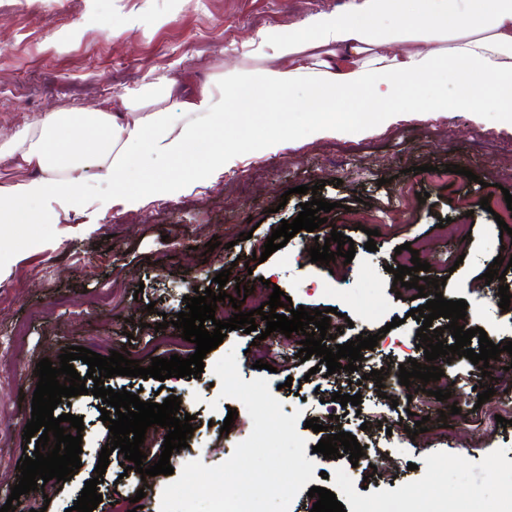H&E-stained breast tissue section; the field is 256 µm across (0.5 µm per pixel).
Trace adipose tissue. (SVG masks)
Wrapping results in <instances>:
<instances>
[{
    "label": "adipose tissue",
    "instance_id": "adipose-tissue-1",
    "mask_svg": "<svg viewBox=\"0 0 512 512\" xmlns=\"http://www.w3.org/2000/svg\"><path fill=\"white\" fill-rule=\"evenodd\" d=\"M410 42L442 48L400 52ZM255 44L267 66L204 79L157 75L94 107L44 113L0 139V160L23 172L0 180V228L43 223L32 210L41 201L72 208L75 189L88 177L111 189L113 204L127 211L154 196L177 199L191 182L223 173L255 112H276L294 88L305 93L313 138L335 131L337 109L358 92L373 105L350 116L356 128L378 125L391 111L497 112L512 122V0H424L419 8L410 0H363L355 12L310 16L300 32H259ZM446 68L459 82L454 98L409 96V88ZM378 100L383 108H375ZM210 136L215 144L196 157V146ZM137 146L170 167L144 173L131 189L126 177Z\"/></svg>",
    "mask_w": 512,
    "mask_h": 512
}]
</instances>
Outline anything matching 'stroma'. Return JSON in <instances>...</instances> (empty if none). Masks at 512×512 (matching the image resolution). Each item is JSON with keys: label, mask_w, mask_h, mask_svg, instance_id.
<instances>
[{"label": "stroma", "mask_w": 512, "mask_h": 512, "mask_svg": "<svg viewBox=\"0 0 512 512\" xmlns=\"http://www.w3.org/2000/svg\"><path fill=\"white\" fill-rule=\"evenodd\" d=\"M362 0H0V137L44 112L92 106L113 93L165 74L202 79L232 66L257 67L253 40L263 29L298 28L317 12H348ZM302 90L283 105L285 149L258 156L246 146L236 161L210 181L193 183L178 200L156 197L136 211L112 204L110 189L86 182L87 197L60 212L54 224H17L0 242L8 271L0 276V506L18 482L24 456L25 425L41 359H57L64 349L82 346L101 355L123 351L148 367L154 357H171L154 326L162 315L185 311L186 298L211 286L229 270L227 294L236 284L260 279L280 287L293 305L337 308L330 324L342 327L337 343L361 333L379 335L363 352L362 365L375 370L407 360H423L409 315L418 301L397 298L394 276L386 270L395 249L410 244L427 251L429 277L445 279V299L465 300V328H482L494 344L512 341V309L490 298L481 276L493 262L500 228L480 208L483 197L504 205L512 191V124L496 112H396L374 129L337 127L335 135L309 139V116L299 109ZM465 174L444 173L445 165ZM334 208L328 223L352 238V262H311L309 249L324 229L299 231L264 262H246L263 252L273 230L293 220L311 194ZM426 194L419 202L418 194ZM467 224L465 250L439 235L440 219ZM378 230L375 251H367L368 231ZM247 240H240V233ZM215 249H208L211 239ZM399 326H392L393 318ZM296 342L288 359L278 345L236 329L206 354L198 376L165 381L109 378L112 389H126L141 401L181 400L192 414L194 433L172 462L174 470L198 460L213 466L227 460L252 430L244 405L221 398L215 362L235 352L244 380L267 378L275 396L302 420L328 425L338 416L342 431L358 437L365 456L379 460L376 473L352 467L348 458L328 459L314 450L320 436L304 429L317 471L313 483L334 491L346 512H366L379 502L404 503L408 512H512V498L500 486L512 480V426L484 428L492 405L512 401V370L491 367L495 393L478 404L469 394L458 414L444 400L445 422L427 421V433L409 438L407 396L380 398L358 373H328L319 356L303 361ZM263 360L264 370L254 369ZM361 394L360 406H341L332 393ZM98 398L79 395L59 404L57 413L82 417V466L49 500L21 495L26 512H67L89 479L109 430L100 419ZM236 416L230 432L221 426L228 411ZM447 435H440L441 425ZM123 453L113 451L97 491L95 512H131V499L144 490L142 512H161L169 479H147L125 472Z\"/></svg>", "instance_id": "obj_1"}]
</instances>
